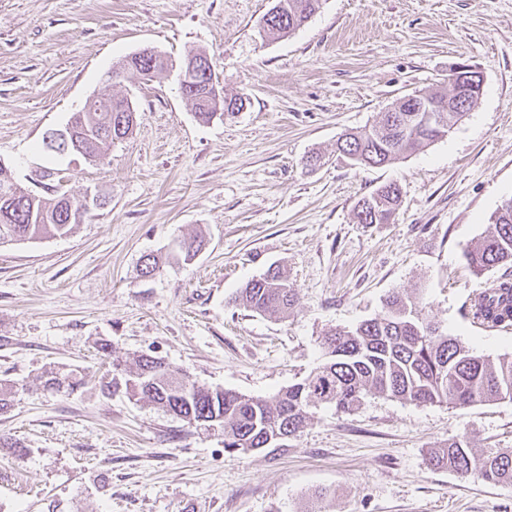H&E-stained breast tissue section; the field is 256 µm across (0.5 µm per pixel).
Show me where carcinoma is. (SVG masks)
I'll use <instances>...</instances> for the list:
<instances>
[{"label": "carcinoma", "instance_id": "cac0c4a2", "mask_svg": "<svg viewBox=\"0 0 512 512\" xmlns=\"http://www.w3.org/2000/svg\"><path fill=\"white\" fill-rule=\"evenodd\" d=\"M282 19L269 27L267 36L284 37L300 28L319 8L322 0H284ZM187 97L202 122L224 119L220 109L228 97L206 91L203 81L192 83ZM426 97L444 108L430 122L424 112L408 113L398 124L395 110L408 106L405 98L394 101L373 126L339 137L337 150L357 156L355 164L382 167L420 151L443 138L462 120L464 113L448 112L454 87L438 88ZM125 98L98 97L94 111L75 112L67 122L77 140L95 158H102L114 139L132 133L136 117L122 108ZM44 148L57 155L72 153L73 142L49 133ZM8 168L0 166V240L39 239L68 234L81 223V198L51 192L46 196L13 185ZM400 203L397 184H386L362 198L355 207L360 224H387ZM201 248L197 239H184L175 247L174 258L192 260ZM467 259L476 274L503 267V275L474 295L464 305L465 316L474 324L495 330L512 329V197L492 217L490 231L468 250ZM294 289L278 268H268L237 292L234 302L262 315L285 316L294 305ZM322 362L302 381L270 398L248 397L210 388L180 370L164 365L148 354L135 359L137 371L126 381L133 398L160 405L189 423L218 418L224 428V449L247 453L263 448L267 436L296 435L310 420V406L329 404L349 412L367 395L398 399L416 405L448 403L466 408L476 403L512 400V355L492 361L473 353L457 338L440 331L414 303L398 292L389 296L385 311L357 326L334 329L321 342ZM431 467L446 468L461 477H476L488 483H512V449L489 448L477 455L465 440H452L428 457Z\"/></svg>", "mask_w": 512, "mask_h": 512}]
</instances>
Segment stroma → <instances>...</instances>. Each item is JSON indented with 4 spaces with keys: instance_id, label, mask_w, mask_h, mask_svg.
Here are the masks:
<instances>
[{
    "instance_id": "stroma-1",
    "label": "stroma",
    "mask_w": 512,
    "mask_h": 512,
    "mask_svg": "<svg viewBox=\"0 0 512 512\" xmlns=\"http://www.w3.org/2000/svg\"><path fill=\"white\" fill-rule=\"evenodd\" d=\"M271 0H0V164L25 189L58 171L67 190L104 195L63 237L0 242V512H512V484L427 464L464 439L512 448V402L464 409L376 395L352 412L312 408L286 450H224V431L190 425L124 390L148 354L192 379L270 397L320 363L334 328L407 294L479 355L512 354L464 302L498 275L465 251L512 198V0H324L292 35L266 39ZM152 47L206 53L244 109L199 121L178 74L146 81L114 66ZM483 76L448 134L389 166L353 164L338 137L403 96L447 85L453 63ZM131 99L132 135L105 158L46 152L91 95ZM395 182L387 224H360V198ZM206 244L187 263L178 240ZM160 257L142 276L143 256ZM295 290L288 318L229 299L270 264ZM79 380L46 387L48 373ZM20 442L15 455L9 442Z\"/></svg>"
}]
</instances>
